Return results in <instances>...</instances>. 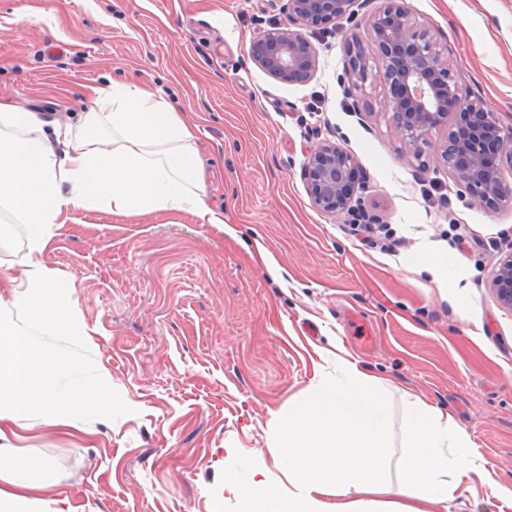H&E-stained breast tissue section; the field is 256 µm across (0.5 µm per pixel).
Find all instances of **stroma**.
I'll list each match as a JSON object with an SVG mask.
<instances>
[{
	"instance_id": "stroma-1",
	"label": "stroma",
	"mask_w": 512,
	"mask_h": 512,
	"mask_svg": "<svg viewBox=\"0 0 512 512\" xmlns=\"http://www.w3.org/2000/svg\"><path fill=\"white\" fill-rule=\"evenodd\" d=\"M380 4L314 31V78L287 84L250 47L285 21L288 0H0V96L73 123L85 86H149L199 127L206 200L226 224L96 210L59 229L42 260L71 282L86 333L38 326L32 339L58 353L61 380L107 376L121 401L73 428L27 416L0 444L51 464L38 497L61 512H236L226 470L245 480L260 467L288 488L272 453L278 417L335 379L341 348L388 384L391 500L422 402L477 452L455 499L424 512H512V310L489 287L512 252V207L472 203L441 160L443 134L430 135L424 164L407 162L383 88L350 94L345 43L367 35ZM404 4L447 48L462 94L512 126V0ZM324 142L354 155L362 203L403 237L398 253L362 246L347 215L311 201L303 164ZM28 252L26 225L0 211V278H21ZM423 252L456 286L416 272Z\"/></svg>"
}]
</instances>
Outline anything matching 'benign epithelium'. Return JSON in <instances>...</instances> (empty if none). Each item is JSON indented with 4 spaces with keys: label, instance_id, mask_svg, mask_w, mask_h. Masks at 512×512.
Instances as JSON below:
<instances>
[{
    "label": "benign epithelium",
    "instance_id": "7a95c632",
    "mask_svg": "<svg viewBox=\"0 0 512 512\" xmlns=\"http://www.w3.org/2000/svg\"><path fill=\"white\" fill-rule=\"evenodd\" d=\"M358 0H288L284 23L257 33L251 59L270 77L284 83H307L317 68V52L305 30L336 24L356 14ZM349 89L361 93L379 83L387 91L386 111L396 134L420 162L432 132L446 134L443 161L475 203L497 208L512 206V183L501 170L512 168V128L479 98L460 92L444 49L418 28L402 0H382L370 20L369 42L353 34L346 43ZM355 157L329 144L317 146L306 158L307 192L325 213H349L371 222L361 197L348 189ZM492 291L512 310V252L500 257Z\"/></svg>",
    "mask_w": 512,
    "mask_h": 512
}]
</instances>
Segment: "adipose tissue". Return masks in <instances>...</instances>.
Returning <instances> with one entry per match:
<instances>
[{
  "label": "adipose tissue",
  "mask_w": 512,
  "mask_h": 512,
  "mask_svg": "<svg viewBox=\"0 0 512 512\" xmlns=\"http://www.w3.org/2000/svg\"><path fill=\"white\" fill-rule=\"evenodd\" d=\"M84 98L78 136L71 125L0 98V207L26 224L30 248L25 291L0 293V438L32 408L46 426L72 427L117 403L98 386L60 383L58 354L34 349L13 317L18 310L67 333L85 332L63 300L67 281L53 277L42 261L55 228L91 210L118 216L186 212L198 223L224 226L223 211L205 200L197 126L143 85L112 80L87 86ZM105 126L118 135L108 149L97 135ZM336 364L342 380L313 383L280 419L275 454L293 492L272 487L260 469L245 482L227 474L238 512H327L329 497L336 512H358L355 496L389 493L386 386L357 361L340 355ZM405 442L404 500L386 503L384 512H422L421 502L454 500L475 456L469 435L451 417L419 405ZM47 481V472H30L22 458H0V512H41L34 493Z\"/></svg>",
  "instance_id": "1"
}]
</instances>
